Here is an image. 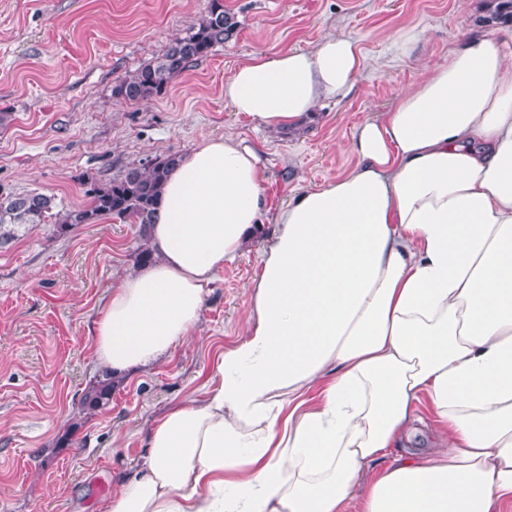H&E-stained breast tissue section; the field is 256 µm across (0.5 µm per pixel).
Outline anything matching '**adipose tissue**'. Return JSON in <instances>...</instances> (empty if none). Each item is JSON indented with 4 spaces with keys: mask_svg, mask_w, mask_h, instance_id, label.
Returning a JSON list of instances; mask_svg holds the SVG:
<instances>
[{
    "mask_svg": "<svg viewBox=\"0 0 512 512\" xmlns=\"http://www.w3.org/2000/svg\"><path fill=\"white\" fill-rule=\"evenodd\" d=\"M366 64L330 34L257 52L224 84L234 112L293 129ZM356 163L270 211L254 149L179 154L148 229L153 258L116 285L93 355L121 375L193 336L209 286L276 226L237 342L210 386L149 428L100 512H506L512 506V45L464 34L391 109L358 125ZM428 402L434 454L413 444Z\"/></svg>",
    "mask_w": 512,
    "mask_h": 512,
    "instance_id": "adipose-tissue-1",
    "label": "adipose tissue"
}]
</instances>
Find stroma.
<instances>
[{
    "label": "stroma",
    "mask_w": 512,
    "mask_h": 512,
    "mask_svg": "<svg viewBox=\"0 0 512 512\" xmlns=\"http://www.w3.org/2000/svg\"><path fill=\"white\" fill-rule=\"evenodd\" d=\"M208 0H0V196L36 190L56 209L86 204L83 181L232 136L265 168L271 210L356 162L346 150L366 119L387 110L422 65L447 62L463 33L512 42V23L489 16L498 0H224L237 28L160 95L128 102L115 83L161 56ZM417 27L411 57L388 37ZM359 38L368 59L352 94L326 99L292 130L255 126L224 101V82L255 52L311 50L328 34ZM274 229L264 223L220 272L191 341L170 358L116 380L109 404L82 398L103 368L94 320L112 287L137 266L138 225L113 216L57 233L26 224L0 246V512H97L117 477L146 453L150 422L202 393L218 352L234 345L249 310L246 286Z\"/></svg>",
    "instance_id": "stroma-1"
}]
</instances>
